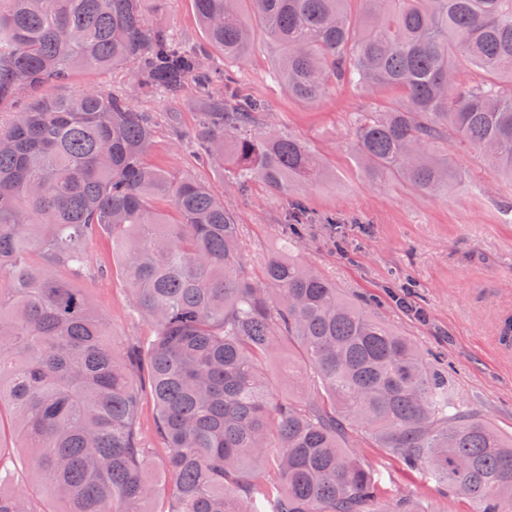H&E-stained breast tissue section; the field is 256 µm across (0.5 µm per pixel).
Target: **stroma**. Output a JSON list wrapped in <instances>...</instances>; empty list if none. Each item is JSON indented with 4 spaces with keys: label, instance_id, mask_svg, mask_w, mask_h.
Instances as JSON below:
<instances>
[{
    "label": "stroma",
    "instance_id": "stroma-1",
    "mask_svg": "<svg viewBox=\"0 0 512 512\" xmlns=\"http://www.w3.org/2000/svg\"><path fill=\"white\" fill-rule=\"evenodd\" d=\"M151 20L172 29L186 46L200 50L203 64L237 76L247 92L266 107L254 133L274 129L306 142L324 164L325 177L299 186L315 223L306 225L302 254L343 293L367 303L375 316L413 337L431 359L447 369L465 407L479 412L502 432L512 431V352L499 348L501 318L512 315V224L503 213L512 201V184L474 149L455 155L460 177L445 195H421L389 179L370 180L355 169L351 117L396 98L392 91H364L346 84L330 86L313 103L289 98L270 75L278 50L262 32H255L246 62L225 59L206 43L191 0H147ZM131 94L136 109L156 127L146 161L175 176L205 183L233 212L239 226L247 273L261 278L266 260L286 243L288 199L271 195L263 184L240 187L232 171L199 165L191 133L199 120V92L187 84L175 99L137 87L134 67L82 72L58 95H72L88 85ZM181 115L182 132L174 134L166 115ZM335 214L336 225L323 223ZM88 267L79 275L55 267L51 273L79 288L107 320L118 346L146 340L150 327L132 313L130 292L120 261L107 235L87 246ZM410 286L413 301L424 311L416 317L396 307L389 292ZM264 372L278 395L308 396L319 383L312 374L288 380V351L279 349ZM346 445L364 459L388 500L409 498L416 512H476L474 501L449 492L428 477L405 470L373 447L364 433L349 434Z\"/></svg>",
    "mask_w": 512,
    "mask_h": 512
}]
</instances>
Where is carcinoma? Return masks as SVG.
<instances>
[{
  "instance_id": "1",
  "label": "carcinoma",
  "mask_w": 512,
  "mask_h": 512,
  "mask_svg": "<svg viewBox=\"0 0 512 512\" xmlns=\"http://www.w3.org/2000/svg\"><path fill=\"white\" fill-rule=\"evenodd\" d=\"M192 0L207 43L248 53L252 23L279 48L273 78L313 102L330 82L390 89L402 103L354 114L357 167L423 194L448 193L452 149L483 152L512 183V0ZM136 65L139 86L166 98L200 92L192 135L202 163L232 168L270 192L319 181L311 149L284 133L253 134L262 100L148 20L144 0H0V100L31 103L0 122V438L31 449L21 473L0 445V512H44L21 483L49 490L58 512H146L164 488L141 419L155 403L161 512H413L384 502L357 429L410 471L512 512V435L467 411L448 372L417 342L300 256L297 199L288 250L263 281L248 275L239 225L204 183L145 162L153 130L126 93H43L82 70ZM480 73L469 83L461 67ZM112 237L133 314L153 328L120 350L105 318L49 266L87 268V242ZM38 254L41 261L33 260ZM288 341L321 390L274 396L262 363ZM269 475L253 478L257 463Z\"/></svg>"
}]
</instances>
